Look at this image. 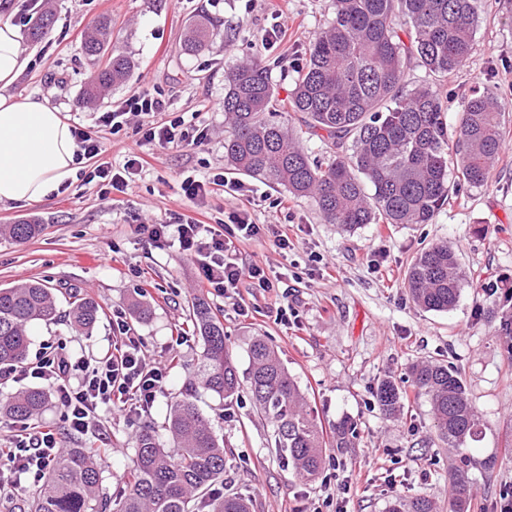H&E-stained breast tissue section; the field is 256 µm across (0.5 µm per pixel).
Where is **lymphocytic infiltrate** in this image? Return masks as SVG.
<instances>
[{
  "mask_svg": "<svg viewBox=\"0 0 512 512\" xmlns=\"http://www.w3.org/2000/svg\"><path fill=\"white\" fill-rule=\"evenodd\" d=\"M167 109L161 94L140 92L125 98L116 109L101 113L100 122L112 132H120L131 123L136 126V147L128 152L118 170L103 161L106 148L101 141L83 129H75L79 155L92 162L90 169L81 171L82 180L94 181L121 193L129 181L143 171L145 146L177 150L185 143L206 139V128L185 116L154 121V114ZM219 187L226 194L223 224L214 226L178 215L161 224L143 225V232L155 247L176 249L196 262L198 284L207 291L228 298L244 283L265 292L274 290L276 283L263 264L244 261L237 246L245 240L262 239L281 252H288L292 242L287 225L256 223L251 212L254 197L243 185L228 182L223 174L203 180L189 176L181 184L185 197L191 201L206 198ZM112 341L113 351L98 360L68 355L44 356L29 367L9 372L8 377L16 382L26 379L48 382L56 403L63 410L68 431L81 435L91 433L98 439H105L107 431L98 419L100 409H117L124 421H134L142 410L154 403L167 373L165 365L147 362L141 339L134 335L123 317L112 321ZM60 451L61 441L56 429L12 422L9 443L0 448V490H11L25 483L39 484Z\"/></svg>",
  "mask_w": 512,
  "mask_h": 512,
  "instance_id": "1",
  "label": "lymphocytic infiltrate"
}]
</instances>
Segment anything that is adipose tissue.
<instances>
[{
  "mask_svg": "<svg viewBox=\"0 0 512 512\" xmlns=\"http://www.w3.org/2000/svg\"><path fill=\"white\" fill-rule=\"evenodd\" d=\"M27 65L16 28L0 19V204L42 202L76 174L71 125L47 98L12 92Z\"/></svg>",
  "mask_w": 512,
  "mask_h": 512,
  "instance_id": "obj_1",
  "label": "adipose tissue"
}]
</instances>
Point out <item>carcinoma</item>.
<instances>
[{
  "label": "carcinoma",
  "mask_w": 512,
  "mask_h": 512,
  "mask_svg": "<svg viewBox=\"0 0 512 512\" xmlns=\"http://www.w3.org/2000/svg\"><path fill=\"white\" fill-rule=\"evenodd\" d=\"M333 18L305 51L287 100L258 58L225 73L224 158L237 172L259 177L297 197L314 201L324 221L345 230L363 224H430L465 187L486 185L504 144L507 101L489 88H473L459 102L456 124L445 122L448 84L470 59L474 33L486 0H331ZM54 20L46 9L32 24L30 38L48 34ZM211 23L200 18L189 29L185 50L209 41ZM94 67L82 100L99 101L124 82L132 60L112 46V20L100 18L82 40ZM430 82L410 84L412 62ZM318 138L321 158H311L303 141ZM32 221L1 224L0 236L23 243L40 233ZM406 287L414 303L446 312L458 303L466 282L456 252L433 245L410 263ZM31 280L0 288V369L27 361L31 327L64 321L92 333L102 306L92 297L67 293ZM193 331L203 342L197 376L204 390L228 401L241 391L239 369L224 337V323L202 298L192 303ZM247 393L272 426L270 444L292 473L315 478L324 449L345 448L356 423L344 417L332 427L333 440L308 407L306 397L277 351L263 339L249 348ZM412 385L430 406L436 435L460 451L481 434L478 412L461 371L422 361L409 368ZM380 409L399 411L403 393L389 379L375 392ZM48 405L41 388L19 390L0 400V414L31 421ZM163 441L154 427L135 436L132 475L112 499L101 491L96 457L100 449L70 448L48 467L44 481L28 497L27 512H250L236 493L217 494L224 485V440L203 415L193 395L170 406ZM471 485L461 470L448 471V512H468ZM388 512H441L425 495L397 498Z\"/></svg>",
  "instance_id": "1"
}]
</instances>
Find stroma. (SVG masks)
I'll return each instance as SVG.
<instances>
[{
	"label": "stroma",
	"instance_id": "obj_1",
	"mask_svg": "<svg viewBox=\"0 0 512 512\" xmlns=\"http://www.w3.org/2000/svg\"><path fill=\"white\" fill-rule=\"evenodd\" d=\"M329 0H53L55 21L48 39L22 37L29 67L14 94L48 95L63 119L105 142V160L119 165L133 148L132 128L111 133L100 113L143 90L162 93L173 112H199L208 128L203 143L178 151L152 150L141 176L117 203L103 200L98 185L73 180L63 193L42 202L0 205V224L28 219L43 232L24 244L0 237V287L30 279L54 288H73L99 301L105 314L86 336L63 324L31 329L30 356L55 350L88 358L105 355L112 343V312H122L144 351L168 364V376L141 422L162 424L171 404L193 389L202 355L198 336L176 344L187 328L188 304L200 291L198 268L173 249L149 244L136 227L185 214L216 225L224 219V196L189 201L180 189L186 176L207 178L228 171L224 158V72L261 57L280 88L293 84L316 31L332 18ZM112 19L116 46L132 60L128 80L91 106L80 103L89 75L81 52L82 35L98 17ZM214 25L209 50L188 54L184 33L198 16ZM288 20L286 40L264 47L261 36L277 17ZM500 94L512 91V0H497L484 14L474 50L448 82L445 95L460 99L478 84ZM257 190L255 219L277 218L288 227L295 248L281 255L269 243L240 244L241 256L270 266L282 283L259 294L240 288L232 298L208 296L224 322V334L239 369L248 350L263 336L297 379L323 427L347 416L359 435L345 448L326 451L323 470L313 480L296 478L268 446L270 424L248 396L227 402L201 393L199 405L224 438V487L250 501L251 512H387L398 496L425 495L448 506V469L466 465L478 497L470 512H492L512 492V338L498 333L512 318V126L491 181L468 189L464 201H450L431 224H367L346 231L322 219L313 201L297 198L262 180L245 178ZM285 200L286 208L274 203ZM445 242L457 253L467 281L456 307L428 311L408 294L404 278L411 260L428 246ZM118 254L111 263L110 254ZM328 262L310 268V255ZM152 312L132 314L133 300ZM252 310L250 318L237 304ZM292 305L296 325L283 327L276 310ZM445 360L461 369L478 410L482 435L465 454L452 455L436 436L426 398L412 391V363ZM404 391L401 411L385 415L374 393L385 378ZM136 426L113 421L111 454L102 461L106 495L126 486L135 454Z\"/></svg>",
	"mask_w": 512,
	"mask_h": 512
}]
</instances>
